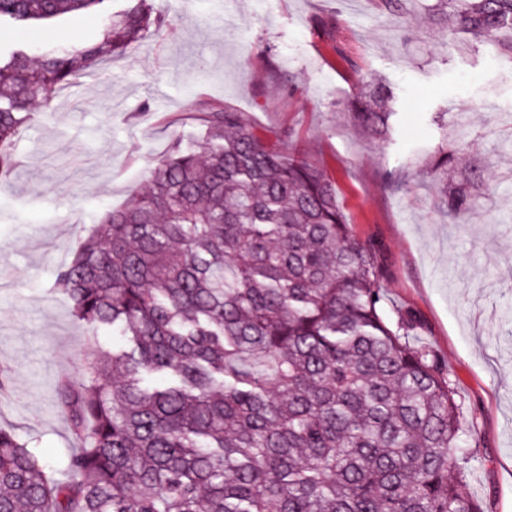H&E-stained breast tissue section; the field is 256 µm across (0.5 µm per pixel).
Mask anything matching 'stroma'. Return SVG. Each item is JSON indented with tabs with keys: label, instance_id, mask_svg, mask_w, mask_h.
I'll return each mask as SVG.
<instances>
[{
	"label": "stroma",
	"instance_id": "35a3bbf8",
	"mask_svg": "<svg viewBox=\"0 0 512 512\" xmlns=\"http://www.w3.org/2000/svg\"><path fill=\"white\" fill-rule=\"evenodd\" d=\"M153 4L163 31L35 112L0 181V425L64 470L73 442L56 388L82 371L88 343L108 352L116 338L73 315L56 271L220 103L334 179L353 234L381 249L391 303L417 316L416 343L476 417L468 493L512 512V59L450 46L430 0L398 21L378 0ZM375 78L396 96L385 139L346 109ZM458 129L496 174L468 224L438 211L428 174Z\"/></svg>",
	"mask_w": 512,
	"mask_h": 512
}]
</instances>
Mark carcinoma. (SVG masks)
Instances as JSON below:
<instances>
[{"instance_id":"1","label":"carcinoma","mask_w":512,"mask_h":512,"mask_svg":"<svg viewBox=\"0 0 512 512\" xmlns=\"http://www.w3.org/2000/svg\"><path fill=\"white\" fill-rule=\"evenodd\" d=\"M0 0V26L75 12L101 35L0 53V180L19 129L55 94L165 17L147 0ZM448 40L512 59V0H436ZM394 95L362 85L359 128L386 136ZM448 219L491 182L448 181ZM56 276L75 317L132 343L57 387L76 448L66 477L0 426V512H485L467 492L477 421L415 315L388 307L376 247L356 239L333 180L219 105L179 137L148 188L107 211ZM454 478H448V473Z\"/></svg>"}]
</instances>
